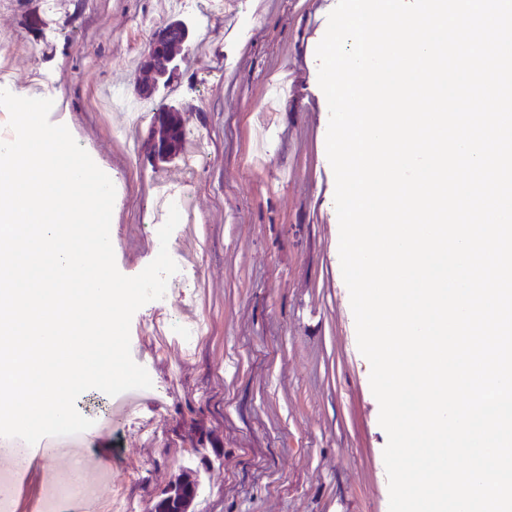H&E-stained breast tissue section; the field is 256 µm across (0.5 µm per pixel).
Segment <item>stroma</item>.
Instances as JSON below:
<instances>
[{
  "instance_id": "obj_1",
  "label": "stroma",
  "mask_w": 512,
  "mask_h": 512,
  "mask_svg": "<svg viewBox=\"0 0 512 512\" xmlns=\"http://www.w3.org/2000/svg\"><path fill=\"white\" fill-rule=\"evenodd\" d=\"M0 0V88L53 101L116 190L110 235L118 270L159 252L168 212L159 179L186 193L196 221L169 247L179 267L165 301L138 309L133 360L152 386L96 424L86 454L107 498L151 512L184 468L199 491L189 512H389L379 404L357 346L339 257L329 109L316 47L337 0ZM178 20L189 41L154 108L177 109L184 154L150 158L153 115L107 108L137 97L153 31Z\"/></svg>"
}]
</instances>
